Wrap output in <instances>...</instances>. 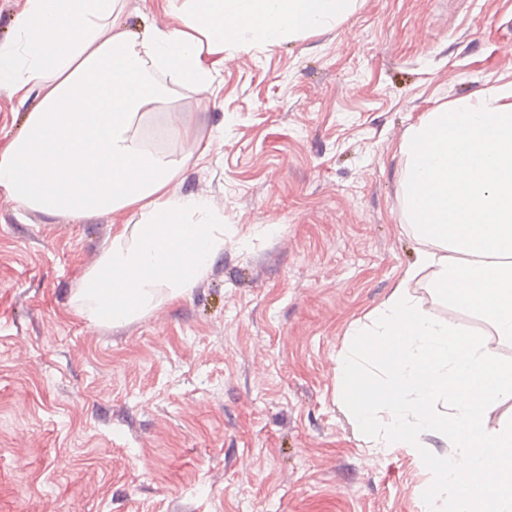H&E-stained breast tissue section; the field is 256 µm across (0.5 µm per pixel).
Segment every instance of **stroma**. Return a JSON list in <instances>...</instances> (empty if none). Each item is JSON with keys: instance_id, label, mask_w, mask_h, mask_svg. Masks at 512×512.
Returning a JSON list of instances; mask_svg holds the SVG:
<instances>
[{"instance_id": "stroma-1", "label": "stroma", "mask_w": 512, "mask_h": 512, "mask_svg": "<svg viewBox=\"0 0 512 512\" xmlns=\"http://www.w3.org/2000/svg\"><path fill=\"white\" fill-rule=\"evenodd\" d=\"M512 0H358L343 23L177 89L211 151L181 189L224 215L190 292L101 326L73 291L112 215L19 214L0 195V512H423L431 473L349 421L337 362L417 255L402 142L512 83Z\"/></svg>"}]
</instances>
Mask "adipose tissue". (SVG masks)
I'll list each match as a JSON object with an SVG mask.
<instances>
[{"mask_svg": "<svg viewBox=\"0 0 512 512\" xmlns=\"http://www.w3.org/2000/svg\"><path fill=\"white\" fill-rule=\"evenodd\" d=\"M121 0H26L12 38L0 42V91L28 110L0 151V194L19 212L81 224L133 212L72 300L109 325L149 315L157 293L191 290L224 252V217L178 189L186 163L206 155L181 113L158 149L142 119L174 88L210 98L228 52L267 49L351 15L357 0H161L171 22L131 31Z\"/></svg>", "mask_w": 512, "mask_h": 512, "instance_id": "1", "label": "adipose tissue"}]
</instances>
